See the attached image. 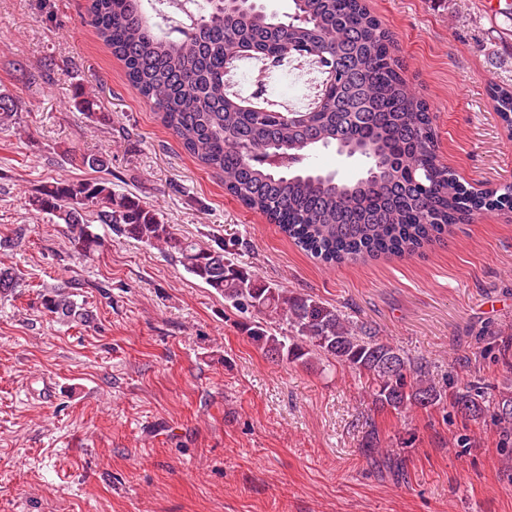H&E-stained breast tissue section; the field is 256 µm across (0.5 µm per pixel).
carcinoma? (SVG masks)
Listing matches in <instances>:
<instances>
[{
    "mask_svg": "<svg viewBox=\"0 0 512 512\" xmlns=\"http://www.w3.org/2000/svg\"><path fill=\"white\" fill-rule=\"evenodd\" d=\"M190 25L173 37L169 0H89L88 22L125 65L130 85L160 115L185 151L224 179L243 206L277 224L303 251L329 266L382 255H411L440 241L477 212L512 208V185L477 196L438 157L433 113L412 91L393 55V38L365 0H292L287 15L260 4L190 0ZM302 43L336 67L322 111L296 126L272 114L238 111L228 100L224 55L239 43L271 51ZM496 112L512 123V91H493ZM75 106L95 115L94 95L75 89ZM22 100L0 92V127L17 124ZM359 158L363 176L343 181L313 168L317 151ZM278 153L282 168L258 157ZM30 210L69 228L74 252L91 259L103 242L84 222L87 211L118 237L159 246L183 269L224 297L244 319L248 338L276 361L347 366L367 378L372 404L384 410L451 409L464 421L486 417L512 455V394L493 393L479 379L462 387L435 382L427 361L411 358L372 328L313 296L260 279L235 261L224 243L203 247L178 236L159 212L106 179L57 178L28 197ZM20 273L0 265V296L14 294ZM62 323L92 314L64 285L40 294ZM278 323L276 332L268 323ZM487 351L511 370L512 334H491ZM368 456H392L373 426L362 442Z\"/></svg>",
    "mask_w": 512,
    "mask_h": 512,
    "instance_id": "1",
    "label": "carcinoma"
}]
</instances>
